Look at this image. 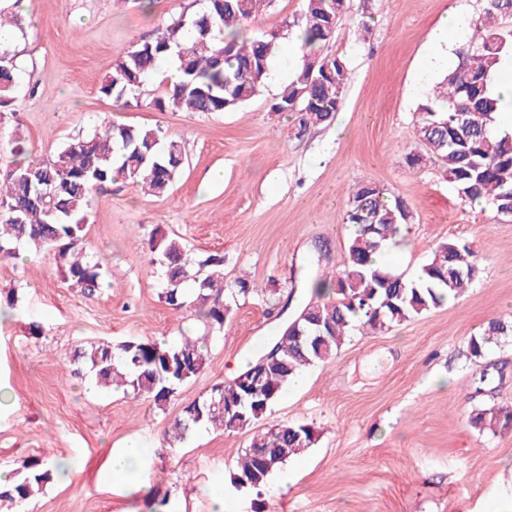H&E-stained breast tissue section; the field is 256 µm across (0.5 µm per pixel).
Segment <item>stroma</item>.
<instances>
[{
    "label": "stroma",
    "mask_w": 512,
    "mask_h": 512,
    "mask_svg": "<svg viewBox=\"0 0 512 512\" xmlns=\"http://www.w3.org/2000/svg\"><path fill=\"white\" fill-rule=\"evenodd\" d=\"M190 2L25 6L32 22L16 43L18 90L0 121L1 175L19 162L13 133L46 157L109 122L161 128L181 142L185 164L163 198L121 180L100 192L84 237L106 272L95 295L68 287L52 253L0 262V296L19 299L18 314L0 322V387L9 393L0 414L11 422L0 429V469L27 458L72 466L70 479L53 478L23 509L0 500V512H212L219 489L224 512H512V430L481 432L469 422L473 409L512 407V335L478 360L468 348L490 320H512V217L458 199L416 134L418 105L448 73L420 71L430 32L450 12L478 17L483 0H349L322 46L349 65L341 107L301 138L294 113L271 109L301 63L295 47L270 62L280 79L233 111L122 107L100 93L136 42ZM304 8L305 0H274L248 34L284 30ZM410 153L422 162L408 166ZM365 181L414 214L396 271L417 276L440 242L464 239L478 253V275L460 298L382 333H352L334 358L308 367L307 384L286 389L258 426L303 422L318 439L264 488L230 484L252 428L170 438L186 406L233 379L274 336L277 320L262 299L238 297L202 371L165 409L77 374L75 352L91 342L202 334L193 307L174 310L159 297L154 232L181 236L193 259L223 255L225 281L257 282L291 317L313 300L312 283L345 258L348 196ZM35 321L45 328L37 340L28 331ZM134 439L151 448L150 461L132 484L114 487L106 462Z\"/></svg>",
    "instance_id": "35a3bbf8"
}]
</instances>
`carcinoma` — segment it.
<instances>
[{"label": "carcinoma", "mask_w": 512, "mask_h": 512, "mask_svg": "<svg viewBox=\"0 0 512 512\" xmlns=\"http://www.w3.org/2000/svg\"><path fill=\"white\" fill-rule=\"evenodd\" d=\"M272 0H193L149 38L140 40L119 60L99 90L126 106L140 97L157 63L170 58L181 80L153 99L155 106L183 112H226L249 102L263 87L271 58L283 34L258 38L244 35L260 6ZM347 0H306L304 12L286 24L298 33L302 63L283 85L276 104L299 110L296 135L330 122L338 112L349 81V66L340 58L321 55L322 45L336 31ZM512 17V0H484L485 33H476L457 51L459 64L448 71L444 91L419 104L416 134L441 162L449 187L464 202L483 198L496 211L512 210V135L494 132L497 99L492 77L501 55L512 51V30L499 32L491 21ZM25 17L12 8H0V30L24 33ZM17 52L11 41H0V112L10 106L17 88ZM12 152L22 163L0 176V261L15 259L23 244L53 253L69 287L86 296L103 287V265L83 249L94 193L121 179L152 195L168 194L184 161L181 143L161 130L109 124L102 130L63 143L52 157L37 158L26 140L15 134ZM407 203L391 199L374 183L356 184L348 198L345 221L353 228L341 270L316 284L327 302L302 308L301 325L314 343L298 341L279 331L264 354L229 382L221 383L224 404L212 405L207 395L188 406L175 422L174 438L202 427L244 428L258 421L293 378L305 368L336 355L350 331L383 332L448 300L459 298L474 280L477 266L472 245L455 239L441 242L434 256L415 278L381 267L375 256L401 228L413 223ZM163 268L161 297L174 310L193 295L195 312L207 334L184 336L160 344L145 339L96 342L76 352L78 373L96 384L135 396L145 395L158 409L166 407L179 387L203 369L209 334L224 330L229 302L264 290L246 279L224 283V256L210 254L197 262L189 258L183 239L164 235L151 241ZM192 285L186 291V285ZM508 331L500 320L469 341L470 355L483 357L487 345ZM471 425L495 432L512 428V409H475ZM317 440L309 424L282 421L252 435L231 475V484L249 481L259 490L288 461L298 458ZM61 465L49 459H25L15 482L0 489V499L25 505Z\"/></svg>", "instance_id": "cac0c4a2"}]
</instances>
